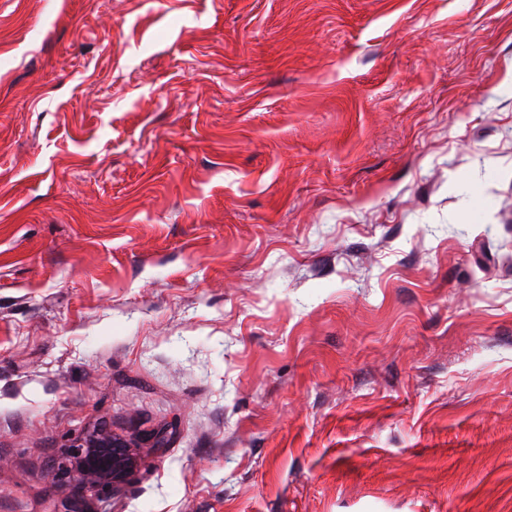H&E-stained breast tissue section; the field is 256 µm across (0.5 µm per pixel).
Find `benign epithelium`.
<instances>
[{"label":"benign epithelium","instance_id":"7a95c632","mask_svg":"<svg viewBox=\"0 0 512 512\" xmlns=\"http://www.w3.org/2000/svg\"><path fill=\"white\" fill-rule=\"evenodd\" d=\"M75 466L70 471L77 507L73 512H89L79 507L90 489L112 490L126 482L138 463L129 443L110 432H100L73 447Z\"/></svg>","mask_w":512,"mask_h":512}]
</instances>
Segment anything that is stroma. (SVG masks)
<instances>
[{"instance_id": "stroma-1", "label": "stroma", "mask_w": 512, "mask_h": 512, "mask_svg": "<svg viewBox=\"0 0 512 512\" xmlns=\"http://www.w3.org/2000/svg\"><path fill=\"white\" fill-rule=\"evenodd\" d=\"M507 196L512 0H0V512H512ZM75 466L70 471L75 510L92 512L78 505L84 502L90 489L114 490L126 482L137 469L138 463L129 443L110 432H100L72 447Z\"/></svg>"}]
</instances>
